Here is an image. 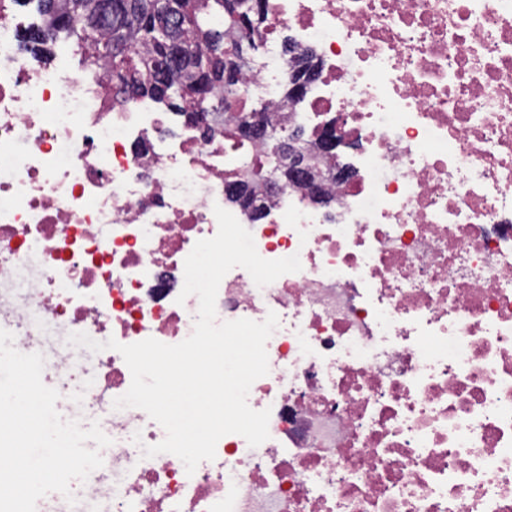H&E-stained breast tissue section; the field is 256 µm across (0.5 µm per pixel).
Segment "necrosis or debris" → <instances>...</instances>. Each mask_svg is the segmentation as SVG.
Segmentation results:
<instances>
[{"label": "necrosis or debris", "mask_w": 512, "mask_h": 512, "mask_svg": "<svg viewBox=\"0 0 512 512\" xmlns=\"http://www.w3.org/2000/svg\"><path fill=\"white\" fill-rule=\"evenodd\" d=\"M266 5L239 110L262 102L310 150L338 125L348 150L319 166L353 178L328 183V208L267 192L271 146L241 143L232 113L197 128L119 102L63 40L42 61L34 17L0 0V286L24 290L0 323L103 420L107 473L81 497L91 512H512V0ZM288 44L319 71L295 106ZM241 178L266 208L230 213L262 258L302 268L223 277L217 322L279 317L247 398L269 437L225 435L190 475L144 457L164 438L145 411L105 404L131 384L119 352L49 354L45 337H189L184 261Z\"/></svg>", "instance_id": "1"}]
</instances>
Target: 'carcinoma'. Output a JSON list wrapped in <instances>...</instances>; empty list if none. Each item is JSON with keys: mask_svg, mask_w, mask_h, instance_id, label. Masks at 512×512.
I'll use <instances>...</instances> for the list:
<instances>
[{"mask_svg": "<svg viewBox=\"0 0 512 512\" xmlns=\"http://www.w3.org/2000/svg\"><path fill=\"white\" fill-rule=\"evenodd\" d=\"M37 9L36 31L73 40L83 65L105 63L116 94L188 119L238 105L239 77L226 73L267 20L264 0H37ZM199 43L211 54L188 52Z\"/></svg>", "mask_w": 512, "mask_h": 512, "instance_id": "1", "label": "carcinoma"}]
</instances>
